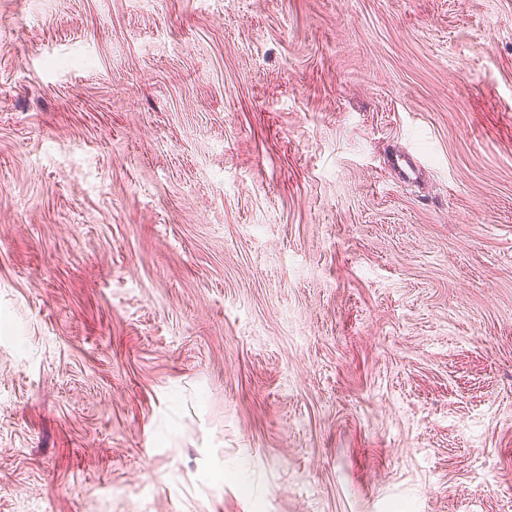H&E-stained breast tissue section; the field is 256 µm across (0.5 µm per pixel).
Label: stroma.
Listing matches in <instances>:
<instances>
[{"label": "stroma", "mask_w": 512, "mask_h": 512, "mask_svg": "<svg viewBox=\"0 0 512 512\" xmlns=\"http://www.w3.org/2000/svg\"><path fill=\"white\" fill-rule=\"evenodd\" d=\"M0 512H512V0H0Z\"/></svg>", "instance_id": "stroma-1"}]
</instances>
